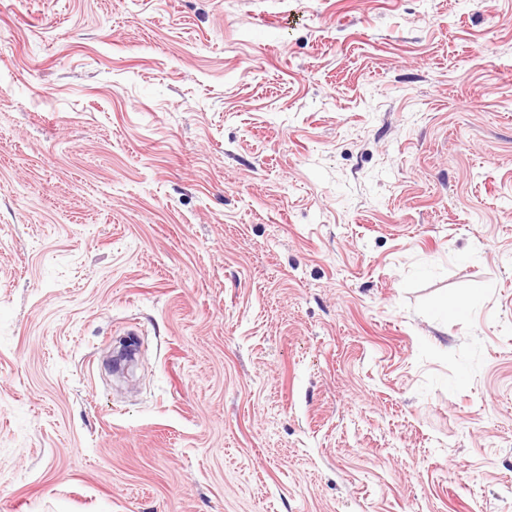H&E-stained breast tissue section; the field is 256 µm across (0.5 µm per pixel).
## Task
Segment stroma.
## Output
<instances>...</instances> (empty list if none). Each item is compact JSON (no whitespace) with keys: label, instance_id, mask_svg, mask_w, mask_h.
<instances>
[{"label":"stroma","instance_id":"stroma-1","mask_svg":"<svg viewBox=\"0 0 512 512\" xmlns=\"http://www.w3.org/2000/svg\"><path fill=\"white\" fill-rule=\"evenodd\" d=\"M0 512H512V0H0Z\"/></svg>","mask_w":512,"mask_h":512}]
</instances>
